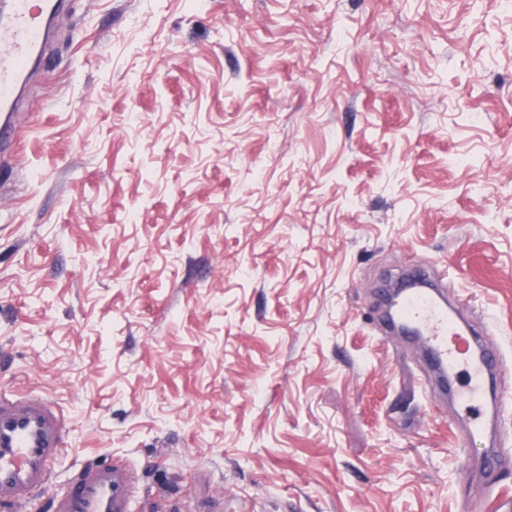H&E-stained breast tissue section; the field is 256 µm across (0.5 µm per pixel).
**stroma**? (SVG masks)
Returning <instances> with one entry per match:
<instances>
[{
	"label": "stroma",
	"instance_id": "stroma-1",
	"mask_svg": "<svg viewBox=\"0 0 512 512\" xmlns=\"http://www.w3.org/2000/svg\"><path fill=\"white\" fill-rule=\"evenodd\" d=\"M0 155V394L136 512H500L512 497V11L67 0ZM430 262L490 323L498 462L377 294ZM469 448L462 457L461 448Z\"/></svg>",
	"mask_w": 512,
	"mask_h": 512
}]
</instances>
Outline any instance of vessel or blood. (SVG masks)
<instances>
[{
  "label": "vessel or blood",
  "mask_w": 512,
  "mask_h": 512,
  "mask_svg": "<svg viewBox=\"0 0 512 512\" xmlns=\"http://www.w3.org/2000/svg\"><path fill=\"white\" fill-rule=\"evenodd\" d=\"M63 0H11L0 16V153L10 151L20 131L15 110L30 63L42 56L48 19ZM391 323L423 337L430 363L440 380L465 372L459 387L465 402L482 399L487 376L501 370L504 357L489 337L475 335L449 309L433 287L431 269L420 266L389 314ZM498 408L477 411L469 425L473 435H494ZM64 412L40 393L18 392L0 403V507L19 512L32 493L46 484L51 462L66 444ZM136 487L126 466L79 465L68 484L55 493L50 512H135Z\"/></svg>",
  "instance_id": "b4317fda"
}]
</instances>
